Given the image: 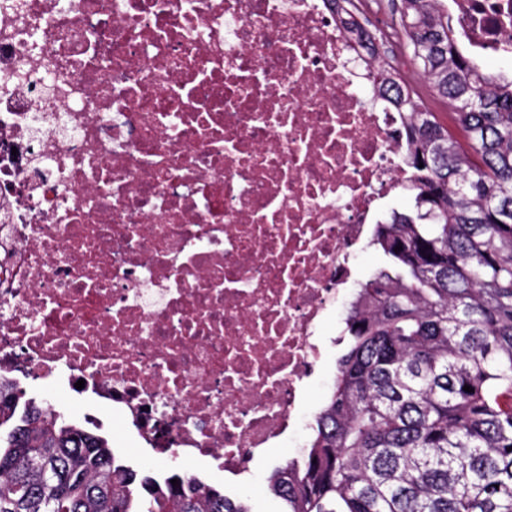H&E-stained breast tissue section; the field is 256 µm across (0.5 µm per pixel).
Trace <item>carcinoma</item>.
<instances>
[{"label": "carcinoma", "instance_id": "1", "mask_svg": "<svg viewBox=\"0 0 512 512\" xmlns=\"http://www.w3.org/2000/svg\"><path fill=\"white\" fill-rule=\"evenodd\" d=\"M328 2L348 52L375 61L372 99L397 112L414 211L375 226L388 266L349 304L314 436L269 490L288 512H512V80L458 50L436 0H402L406 52L461 142L383 37L346 25L354 0ZM0 512L249 508L187 471L133 470L107 437L0 383ZM394 48L396 52V64L403 77L415 88L423 99L425 105L429 107L432 112H438L437 115L440 121L451 127L452 122L450 112H453L451 107L445 100L439 98L433 93L427 81H425L419 74L408 56L401 52L397 47L394 46Z\"/></svg>", "mask_w": 512, "mask_h": 512}]
</instances>
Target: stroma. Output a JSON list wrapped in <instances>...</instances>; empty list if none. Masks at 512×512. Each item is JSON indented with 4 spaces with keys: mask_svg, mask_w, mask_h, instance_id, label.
Returning <instances> with one entry per match:
<instances>
[{
    "mask_svg": "<svg viewBox=\"0 0 512 512\" xmlns=\"http://www.w3.org/2000/svg\"><path fill=\"white\" fill-rule=\"evenodd\" d=\"M385 262V257L374 246L367 242L362 244L353 267V278L336 301L335 312L330 321V334L323 339L322 370L309 386V404L301 411L294 433L281 438L265 455L251 461L245 476L236 478L224 473L218 469L215 461L207 459L191 463V473L225 493L241 498L250 512H281L279 500L267 489V478L274 468L290 459L301 457L304 452L312 434L314 418L330 394L336 360L343 351L338 337L344 327L346 307L360 283L369 279ZM95 412L105 424V436L110 439L114 450L126 464L157 477L180 470L181 464L178 460L156 462L150 448L138 437L134 426L122 421L116 410L100 404L96 406Z\"/></svg>",
    "mask_w": 512,
    "mask_h": 512,
    "instance_id": "obj_1",
    "label": "stroma"
}]
</instances>
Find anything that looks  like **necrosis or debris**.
Instances as JSON below:
<instances>
[{"instance_id":"obj_1","label":"necrosis or debris","mask_w":512,"mask_h":512,"mask_svg":"<svg viewBox=\"0 0 512 512\" xmlns=\"http://www.w3.org/2000/svg\"><path fill=\"white\" fill-rule=\"evenodd\" d=\"M512 55V0H452ZM399 153L319 0H0V381L243 475Z\"/></svg>"}]
</instances>
